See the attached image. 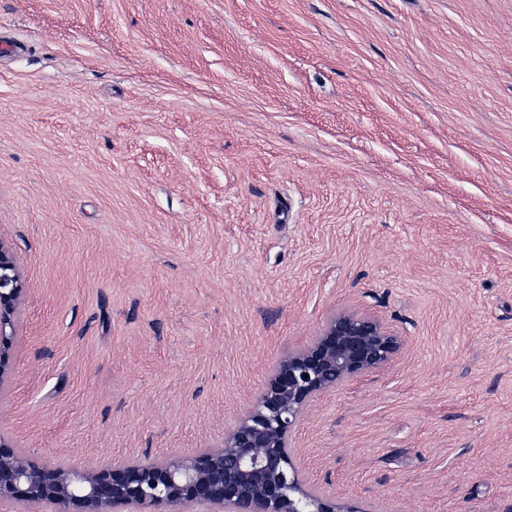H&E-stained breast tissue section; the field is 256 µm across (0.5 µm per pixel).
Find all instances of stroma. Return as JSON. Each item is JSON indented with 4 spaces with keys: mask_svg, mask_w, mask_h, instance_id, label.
I'll list each match as a JSON object with an SVG mask.
<instances>
[{
    "mask_svg": "<svg viewBox=\"0 0 512 512\" xmlns=\"http://www.w3.org/2000/svg\"><path fill=\"white\" fill-rule=\"evenodd\" d=\"M0 444L221 446L335 312L403 340L290 450L358 512H512V0H0ZM21 276L8 246L0 241V381L3 379L7 359L5 352L12 344L13 334H7L21 302Z\"/></svg>",
    "mask_w": 512,
    "mask_h": 512,
    "instance_id": "35a3bbf8",
    "label": "stroma"
}]
</instances>
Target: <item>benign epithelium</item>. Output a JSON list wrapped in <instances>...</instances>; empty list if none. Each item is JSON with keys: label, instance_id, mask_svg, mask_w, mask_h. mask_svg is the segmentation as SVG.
I'll return each instance as SVG.
<instances>
[{"label": "benign epithelium", "instance_id": "7a95c632", "mask_svg": "<svg viewBox=\"0 0 512 512\" xmlns=\"http://www.w3.org/2000/svg\"><path fill=\"white\" fill-rule=\"evenodd\" d=\"M21 276L0 242V380L21 302ZM401 338L376 318L342 312L310 344L279 359L252 409L224 435V446L180 459L121 467L44 466L0 444V503L52 504L59 512H146L190 502L207 512H354L311 492L289 438L319 395L384 368Z\"/></svg>", "mask_w": 512, "mask_h": 512}]
</instances>
